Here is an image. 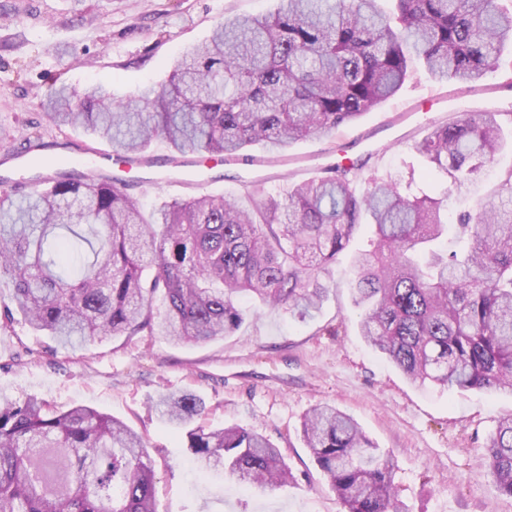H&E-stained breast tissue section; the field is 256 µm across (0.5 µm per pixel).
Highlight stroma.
<instances>
[{"label": "stroma", "mask_w": 512, "mask_h": 512, "mask_svg": "<svg viewBox=\"0 0 512 512\" xmlns=\"http://www.w3.org/2000/svg\"><path fill=\"white\" fill-rule=\"evenodd\" d=\"M276 7L277 0H0V160L34 131L57 157L94 145L84 132L48 121L51 86L103 81L117 97L134 96L165 79L173 59L222 19ZM511 73L507 50L499 68L471 87L417 74L335 139L311 137L280 153L254 145L246 151L256 161L250 170L224 165L185 187L169 185L161 170L157 183L138 187L136 195L148 208L206 193L239 199L246 182L259 195L284 193L337 154L367 160L369 176L415 179L430 194L438 182L415 143L430 124L456 112L512 113V90L505 88ZM350 278L349 260L340 258L320 312L304 322L244 298L243 325L205 345L137 336L70 354L15 321L0 330V399L34 395L59 410L85 405L123 420L147 441L159 512H345L298 434L319 403L353 417L393 455V482L407 512H512V496L485 474V447L497 419L512 414V393L411 384L360 336ZM182 391L204 400L205 425L255 428L270 438L293 481L264 492L195 476L183 432L152 407L161 394Z\"/></svg>", "instance_id": "obj_1"}]
</instances>
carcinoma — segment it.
Returning a JSON list of instances; mask_svg holds the SVG:
<instances>
[{
  "label": "carcinoma",
  "instance_id": "carcinoma-1",
  "mask_svg": "<svg viewBox=\"0 0 512 512\" xmlns=\"http://www.w3.org/2000/svg\"><path fill=\"white\" fill-rule=\"evenodd\" d=\"M512 45V11L499 0H278L267 16L220 21L175 60L168 80L139 100L112 85L50 91L47 116L81 127L112 152L135 156L156 136L181 154L229 157L260 144L282 152L329 138L394 96L422 62L436 83L474 85ZM500 112H457L416 144L450 179L434 196L371 179L365 163L337 165L266 194L251 209L219 196L173 198L145 213L130 192L67 173L20 199L0 192V280L13 311L67 348L133 336L207 344L243 323L250 295L301 320L322 308L324 278L358 229L351 300L361 336L417 386L512 391V168L475 208L448 224L462 194L505 147ZM155 408L184 431L198 469L221 468L246 488L293 479L278 448L255 429L199 423L190 392ZM302 440L346 512H406L395 462L349 415L318 405ZM487 472L512 496V415L497 421ZM0 512H158L141 435L89 406L66 411L35 396L0 402Z\"/></svg>",
  "mask_w": 512,
  "mask_h": 512
}]
</instances>
